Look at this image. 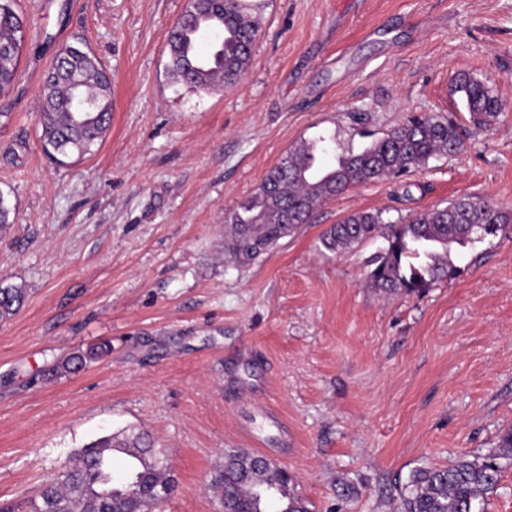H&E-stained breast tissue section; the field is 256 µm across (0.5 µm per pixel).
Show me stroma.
I'll return each mask as SVG.
<instances>
[{"instance_id": "stroma-1", "label": "stroma", "mask_w": 512, "mask_h": 512, "mask_svg": "<svg viewBox=\"0 0 512 512\" xmlns=\"http://www.w3.org/2000/svg\"><path fill=\"white\" fill-rule=\"evenodd\" d=\"M261 30L244 78L172 83L167 34L187 0H16L27 38L0 95V504L15 505L89 441L137 426L176 479L162 512H216L225 449L288 471L312 512H397L423 466L495 448L512 428V229L453 249L425 294L365 284L370 240L322 252L361 210L410 218L481 196L512 208V0H249ZM112 73L98 151L56 162L39 137L63 44ZM468 74L501 111L477 126L451 85ZM420 112L465 148L401 179L356 185L249 265L227 218L290 149H360ZM104 359L56 376L100 339ZM25 297L24 288L6 286L0 288V319H6L19 309Z\"/></svg>"}]
</instances>
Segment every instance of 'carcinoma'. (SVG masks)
Returning <instances> with one entry per match:
<instances>
[{"label":"carcinoma","mask_w":512,"mask_h":512,"mask_svg":"<svg viewBox=\"0 0 512 512\" xmlns=\"http://www.w3.org/2000/svg\"><path fill=\"white\" fill-rule=\"evenodd\" d=\"M259 29L246 0H203L169 32V77L204 92L234 84L250 63ZM24 43L14 0H0V94L15 83ZM60 69L64 75L46 83L39 116L43 147L59 162L91 154L111 125L113 109L112 79L95 55L66 44L51 67ZM453 92L477 124L500 112L497 96L481 81L460 76ZM463 146L458 123L434 113L410 117L357 152L348 148L332 155L325 146L304 143L271 168L257 191L230 215L224 250L241 263L254 261L296 234L321 203L349 187L401 177ZM473 224L492 225L494 237L512 225V209L464 197L409 220L389 221L381 210L358 211L331 225L320 244L324 251L338 254L381 239L383 246L367 262L370 287L386 294L420 295L458 274L451 252L479 242ZM24 297L21 287H1L0 319L15 314ZM111 351V342L102 340L58 362L54 371L70 374ZM510 457L512 429L504 431L496 449L486 455L463 457L448 467L417 469L401 491L400 512H475L476 502L497 488L499 460ZM174 489L168 457L147 433L128 428L77 449L69 464L38 489L28 508L158 512ZM208 489L222 512H311L285 469L243 448L224 450Z\"/></svg>","instance_id":"cac0c4a2"}]
</instances>
